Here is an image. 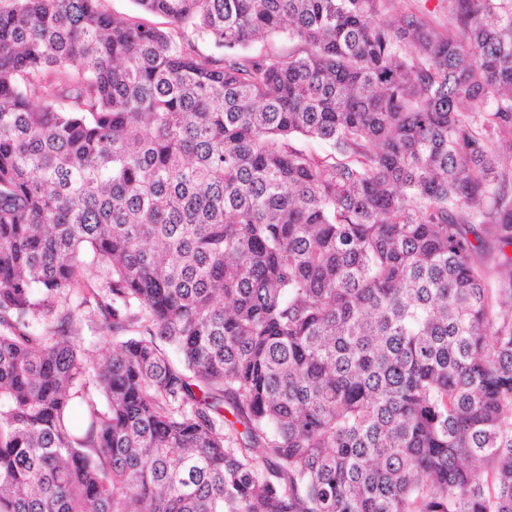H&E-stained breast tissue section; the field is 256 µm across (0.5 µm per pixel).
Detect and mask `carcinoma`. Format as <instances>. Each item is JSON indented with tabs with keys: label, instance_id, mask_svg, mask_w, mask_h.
<instances>
[{
	"label": "carcinoma",
	"instance_id": "carcinoma-1",
	"mask_svg": "<svg viewBox=\"0 0 512 512\" xmlns=\"http://www.w3.org/2000/svg\"><path fill=\"white\" fill-rule=\"evenodd\" d=\"M136 2L0 7V512H512V0ZM100 3V7L108 13L151 24L163 30L171 29L164 16L142 12L133 0H101ZM85 298H87V303L80 305ZM61 307L62 309L63 307L64 309H70L79 319H83L81 336L84 338V345L92 350L90 354H92L91 356L95 361H101L112 352V347L116 340L113 338L112 333L99 328L100 322L98 317L100 316H97L99 314L96 304L90 294H83L82 292L73 293L69 296L67 303H62V306H58L57 310H60ZM88 315L94 321H89Z\"/></svg>",
	"mask_w": 512,
	"mask_h": 512
}]
</instances>
